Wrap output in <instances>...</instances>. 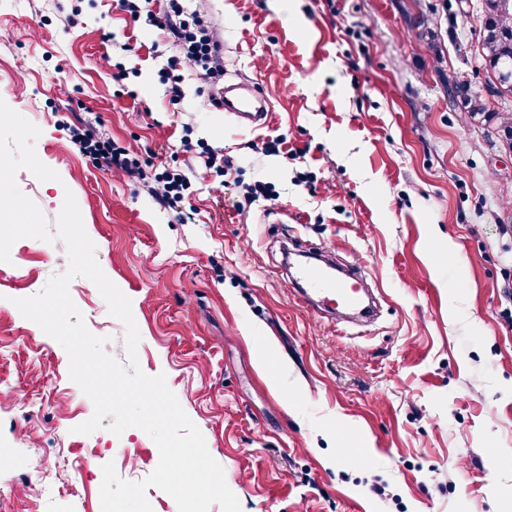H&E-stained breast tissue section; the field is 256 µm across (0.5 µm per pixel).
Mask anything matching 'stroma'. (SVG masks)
Masks as SVG:
<instances>
[{
  "mask_svg": "<svg viewBox=\"0 0 512 512\" xmlns=\"http://www.w3.org/2000/svg\"><path fill=\"white\" fill-rule=\"evenodd\" d=\"M184 6L216 26L225 80L260 84L270 124L240 127L193 76L170 104L158 74L170 38L113 0H0V100L40 129L36 153L60 176L20 189L51 227L74 194L99 265L132 302L142 371L166 375L242 512H512V149L446 83L512 110L480 57L481 0ZM106 27L133 52L110 49ZM86 121L185 172L192 223L85 156L71 128ZM276 137L287 154L263 151ZM206 148L232 157L227 187ZM260 181L275 199L241 210ZM286 250L361 269L375 322L342 330L302 304ZM67 268L59 239H20L0 263V448L12 460L0 512H101L105 463L136 482L159 462L142 430L111 433L112 417L72 431L93 404L66 351L14 304ZM70 294L126 361L99 291Z\"/></svg>",
  "mask_w": 512,
  "mask_h": 512,
  "instance_id": "obj_1",
  "label": "stroma"
}]
</instances>
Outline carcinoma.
<instances>
[{
    "label": "carcinoma",
    "mask_w": 512,
    "mask_h": 512,
    "mask_svg": "<svg viewBox=\"0 0 512 512\" xmlns=\"http://www.w3.org/2000/svg\"><path fill=\"white\" fill-rule=\"evenodd\" d=\"M482 58L498 83L496 90L500 94H512V5L503 6L496 0H489L482 11ZM448 91L452 96L463 95L466 109L471 116L482 115L496 120L503 131L506 142L512 148V113L489 112L485 103L470 94L463 84L455 78L448 81Z\"/></svg>",
    "instance_id": "obj_1"
}]
</instances>
